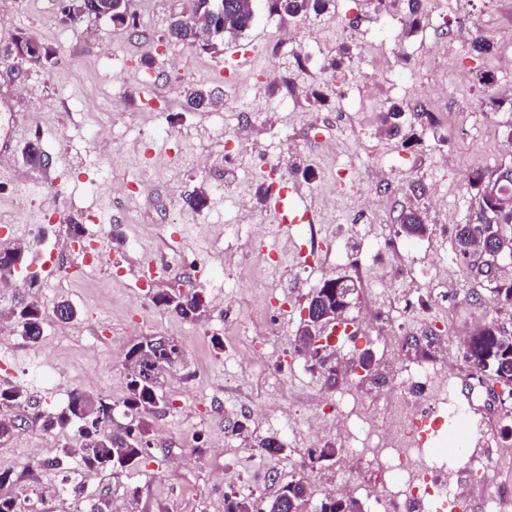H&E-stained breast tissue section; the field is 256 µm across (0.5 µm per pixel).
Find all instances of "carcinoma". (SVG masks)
Instances as JSON below:
<instances>
[{
  "mask_svg": "<svg viewBox=\"0 0 512 512\" xmlns=\"http://www.w3.org/2000/svg\"><path fill=\"white\" fill-rule=\"evenodd\" d=\"M272 9L295 18L310 12L319 14L326 9L329 0H272ZM61 13L63 21L73 28H79L89 18H108L115 26H130L132 15L128 14L126 0H63ZM253 21L251 0H196L194 14L174 18L168 27V36L204 52L215 51L224 39H235L242 35ZM0 56L17 58L34 68L44 67L53 57L54 50L36 39L20 34L12 43L0 49ZM183 96L189 108L205 112L218 103L214 92L201 86H188ZM404 112L403 105L393 102L387 108L384 122L391 136L402 132L399 119ZM468 185L477 190L480 213L488 214L491 221L476 224H458L454 238L457 254L467 259L472 256L476 243L491 229L512 228V204L505 202L512 198V178L489 189L490 180L481 171L468 178ZM400 232L407 238H416L427 232V225L417 211H403L397 217ZM24 251L21 247L0 243V273H11L22 264ZM340 279H328L321 288L311 295V303L322 311H344L349 307L351 295L339 286ZM489 298L493 304L503 308L512 307V276L493 275L488 280ZM156 306L173 312L186 320L199 318L208 308L199 293L185 294L179 290L160 292L153 296ZM8 313L17 317L21 335L36 342L43 334V306L33 300L16 302ZM53 314L61 322H70L78 317L76 308L66 299L53 303ZM315 338L306 328L299 329L295 343L311 354L313 366L324 368L314 347ZM470 368L494 383L512 385V336L500 327L498 320L491 319L483 328L466 340L464 355ZM184 359L180 345L173 344L165 349L149 340L136 339L125 353V369L128 395L123 401L125 414L130 421L125 426L110 427L101 433L97 427L100 418H112V402L88 395L81 391L71 394L67 406L57 413L44 415L40 425L46 432H63L78 426L77 444L63 447V454H79L89 471L109 470L121 474L141 463L151 448L148 438L147 419L158 413L162 401L160 387L165 374ZM152 365L154 377L149 381L141 379L143 366ZM28 403L26 390L21 386L0 388V439L10 436L15 429L26 423L16 411ZM17 482L10 474L0 473V512H22L25 499L16 491ZM309 496V485L300 478L292 480L257 508L254 501L241 498L235 492L224 495V512H301ZM315 512H361L357 501L343 496H324Z\"/></svg>",
  "mask_w": 512,
  "mask_h": 512,
  "instance_id": "cac0c4a2",
  "label": "carcinoma"
}]
</instances>
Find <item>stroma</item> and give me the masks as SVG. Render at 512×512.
I'll use <instances>...</instances> for the list:
<instances>
[{
    "mask_svg": "<svg viewBox=\"0 0 512 512\" xmlns=\"http://www.w3.org/2000/svg\"><path fill=\"white\" fill-rule=\"evenodd\" d=\"M460 10L446 13L423 4L418 22L407 19L406 0L378 8L376 0H331L326 13L289 19L270 9V0H252L253 23L236 39L206 53L168 38L170 19L192 16L194 0H130L136 30L106 19L87 20L74 29L63 21L61 0H0V47L19 34L38 32L56 56L47 68L10 60L0 73L25 86L18 107L30 115L24 136H42L47 169L27 165L16 151L6 177L0 178V240L19 241L28 227L43 221L45 211L64 218L110 211L114 221L101 249L125 267L121 277L102 268L78 272L56 283L28 248L22 268L35 282L44 306L68 299L79 311L71 323L46 315L38 343L20 332L0 344V387L23 386L31 405L54 413L64 404L52 400L55 389L82 391L110 399L115 424H123L126 394L123 357L113 356L108 339L128 344L141 336H164L184 350L186 365L163 382L168 409L151 418L152 458L114 476L86 475L79 456H63L76 430L53 437L42 446L38 424L28 422L0 442V459L12 477L33 469L41 481L30 493L26 512H90L98 495H107L110 512H224V495L233 491L256 499L272 495L289 481L303 478L311 496L303 512H313L323 483L336 474L357 484L362 473H341L339 459L311 461V449L339 444L336 433L317 435L307 421L319 401L339 408L360 397L373 398L392 377L393 356L371 312L393 310L389 327L400 338L436 335L433 350L455 360L453 393L459 403L470 397L471 368L460 339L490 319L512 332V308L492 309L486 282L459 258L456 225L475 221L479 209L467 179L476 170L491 175L512 166V107L492 106L479 78L512 50V22L505 20L500 0H460ZM298 31L295 51L279 50L284 27ZM491 39L493 52L480 54L470 43L474 34ZM398 38L416 56L432 42H444L447 62L410 63L390 72L374 70L363 43ZM120 55L123 73L116 74L102 57V46ZM251 58L239 76L219 77L216 69L239 51ZM338 67H330V60ZM453 69L452 86L437 102L422 99L424 86L444 83ZM152 81H144V72ZM191 84L217 89L221 102L206 112L188 110L182 91ZM347 85L346 97L337 89ZM405 106L403 138L370 137L366 121L378 119L390 103ZM266 112L270 121L253 131L250 152L224 161V143L237 123L238 111ZM439 111L436 124L425 115ZM350 132L336 134L337 122ZM200 155L202 168L185 164L184 153ZM286 157L294 203L310 211L313 225H301L300 244L316 249L317 261L303 267L289 255L286 239L276 235L272 209L258 195L267 175L259 154ZM354 165L369 201H361L352 185L325 202L331 171ZM387 180L374 176L381 165ZM48 171L56 187L43 197L16 199L28 182ZM138 181L142 188L127 196L105 192V185ZM249 184L241 194V184ZM205 191L208 204L190 208L185 196ZM444 205L433 207L437 192ZM421 208L428 224L420 238L401 236L396 218L406 208ZM362 227L352 236L351 225ZM138 235L139 252L127 251L124 240ZM281 257L276 268L261 271L246 251L254 237ZM448 268L436 270L438 255ZM162 268L172 286L182 287L184 262L205 265L203 294L210 303L204 315L185 321L151 298L139 295L135 268L144 262ZM347 276L358 284L347 313L355 335L335 338L328 352L329 370H315L294 348L308 297L330 278ZM265 318L257 331L265 342L255 352L243 326L254 301ZM222 349H215L214 340ZM373 357L371 370L357 359ZM252 405L256 413L243 434L230 431L231 410ZM456 443L481 447L483 442H512V419L484 426L471 416L467 428L455 417L443 425ZM275 434L284 450L276 456L259 448L262 437Z\"/></svg>",
    "mask_w": 512,
    "mask_h": 512,
    "instance_id": "1",
    "label": "stroma"
}]
</instances>
